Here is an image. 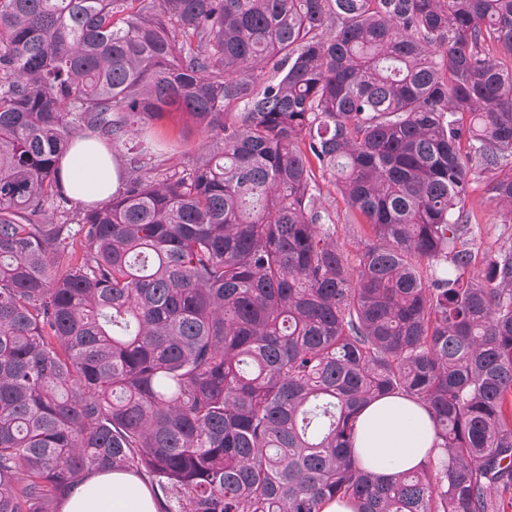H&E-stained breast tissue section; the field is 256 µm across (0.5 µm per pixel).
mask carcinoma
Wrapping results in <instances>:
<instances>
[{
  "instance_id": "carcinoma-1",
  "label": "carcinoma",
  "mask_w": 512,
  "mask_h": 512,
  "mask_svg": "<svg viewBox=\"0 0 512 512\" xmlns=\"http://www.w3.org/2000/svg\"><path fill=\"white\" fill-rule=\"evenodd\" d=\"M134 2L0 0V512L105 469L161 512H505L512 236L471 273L463 202L512 224V0ZM172 108L214 139L160 174ZM89 132L138 147L74 207ZM394 394L446 458L384 480L351 448ZM321 194L319 196L322 207L327 209L333 217H340L341 223L337 226L338 241L345 245L351 253L357 249L360 239L366 238L367 226L365 224H343L342 218L346 210L344 200L330 179L320 178Z\"/></svg>"
}]
</instances>
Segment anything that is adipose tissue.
I'll use <instances>...</instances> for the list:
<instances>
[{"mask_svg": "<svg viewBox=\"0 0 512 512\" xmlns=\"http://www.w3.org/2000/svg\"><path fill=\"white\" fill-rule=\"evenodd\" d=\"M61 183L70 199L100 202L117 189L119 173L107 148L81 138L61 160ZM351 454L360 467L385 479L444 457L428 411L400 395L379 397L362 410ZM60 512H157V505L138 476L103 471L74 486Z\"/></svg>", "mask_w": 512, "mask_h": 512, "instance_id": "adipose-tissue-1", "label": "adipose tissue"}]
</instances>
